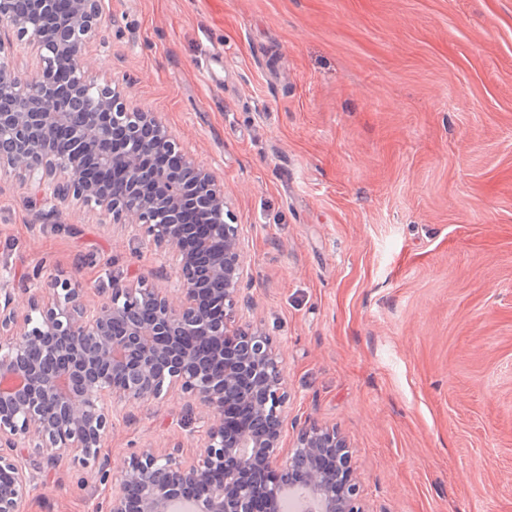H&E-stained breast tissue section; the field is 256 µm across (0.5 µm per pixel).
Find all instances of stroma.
<instances>
[{"mask_svg": "<svg viewBox=\"0 0 512 512\" xmlns=\"http://www.w3.org/2000/svg\"><path fill=\"white\" fill-rule=\"evenodd\" d=\"M88 51L224 186L283 448L336 428L367 512H512V0H101ZM35 273L90 304L175 277L145 227L0 173V275ZM185 403L129 407L113 472L45 470L22 512H102L146 448L197 460Z\"/></svg>", "mask_w": 512, "mask_h": 512, "instance_id": "stroma-1", "label": "stroma"}]
</instances>
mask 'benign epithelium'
<instances>
[{"instance_id": "7a95c632", "label": "benign epithelium", "mask_w": 512, "mask_h": 512, "mask_svg": "<svg viewBox=\"0 0 512 512\" xmlns=\"http://www.w3.org/2000/svg\"><path fill=\"white\" fill-rule=\"evenodd\" d=\"M28 4L18 14L13 0H0V20L28 34L37 16L59 9V0ZM66 10L70 30L41 29L24 44L36 59L30 78L14 76L0 46V171H40V194L94 200L119 222L148 225L170 250L176 283L162 292L114 278L111 294L87 306L66 281L43 298L29 283L0 279V512H22L37 488L25 451L51 469L71 455L87 466L98 460L113 417L174 389L205 419L199 461L149 450L129 458L107 512H130L132 504L136 512H170L189 487L198 490L193 512H259L267 500L279 508L297 470L323 512H366L354 471L320 463L326 454L349 462L336 430L307 424L295 448L281 451L285 360L265 333L230 325L246 268L239 229L224 221L223 187L154 113L128 110L109 85L98 88V108L82 122L61 111L92 67L86 47L100 0H67ZM58 57L72 73L66 90L49 77ZM116 125L125 130L118 143ZM88 156L121 174L123 194L87 182L80 162ZM191 217L202 229L188 243L179 228Z\"/></svg>"}]
</instances>
